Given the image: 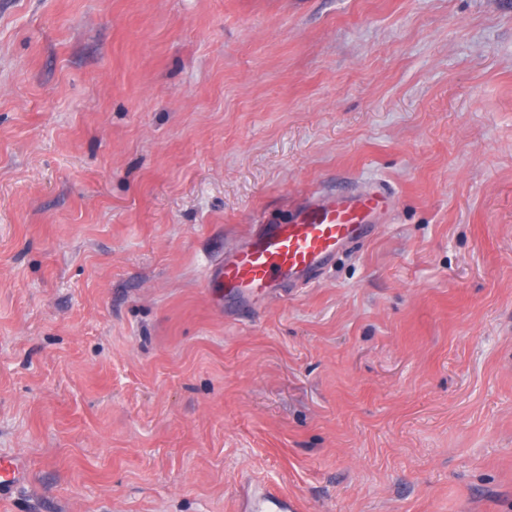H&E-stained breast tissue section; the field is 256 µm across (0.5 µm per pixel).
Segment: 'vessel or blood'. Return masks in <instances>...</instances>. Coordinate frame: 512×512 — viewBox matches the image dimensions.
<instances>
[{
    "label": "vessel or blood",
    "mask_w": 512,
    "mask_h": 512,
    "mask_svg": "<svg viewBox=\"0 0 512 512\" xmlns=\"http://www.w3.org/2000/svg\"><path fill=\"white\" fill-rule=\"evenodd\" d=\"M390 192H313L286 221H266L224 260L208 268V280L224 285L228 312L254 314L256 300L282 297L285 289L311 284L336 255L364 243L375 231L374 218L388 207ZM27 475L17 455L0 458V502L11 498ZM306 502L277 488L245 481L237 512H305Z\"/></svg>",
    "instance_id": "b4317fda"
}]
</instances>
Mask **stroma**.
I'll list each match as a JSON object with an SVG mask.
<instances>
[{
    "label": "stroma",
    "instance_id": "obj_1",
    "mask_svg": "<svg viewBox=\"0 0 512 512\" xmlns=\"http://www.w3.org/2000/svg\"><path fill=\"white\" fill-rule=\"evenodd\" d=\"M381 184L313 286L206 279ZM0 512H512V0H0ZM26 462L17 455L0 459V502L11 498L18 484L27 475ZM306 502L300 497H288L266 483L254 484L247 480L242 484L237 512H304Z\"/></svg>",
    "mask_w": 512,
    "mask_h": 512
}]
</instances>
